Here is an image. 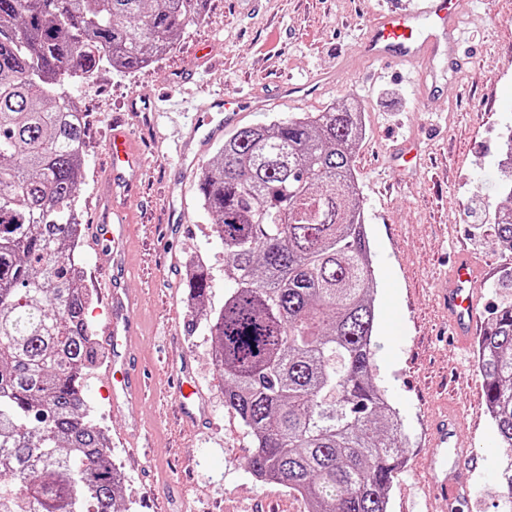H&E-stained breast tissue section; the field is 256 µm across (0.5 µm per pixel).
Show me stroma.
<instances>
[{
  "mask_svg": "<svg viewBox=\"0 0 512 512\" xmlns=\"http://www.w3.org/2000/svg\"><path fill=\"white\" fill-rule=\"evenodd\" d=\"M379 0H207L197 23L163 59L138 70L104 65L67 90L85 114L86 177L78 195L84 225L94 224L100 167L112 114L129 96L156 104L149 126L131 119L129 130L146 159L142 194L132 204L121 286L140 300L135 360L146 386L137 409L139 425L113 411L102 387V369L87 381L86 399L112 435V458L125 476V512H258L263 501L275 512H304L300 499L280 483L262 484L246 466L253 438L224 406V381L214 366V338L205 322H193L185 288V260L202 255L212 276L208 308L224 304V247L211 217L198 205L202 164L214 160L221 140L199 144L198 165L176 164L178 145L192 138L197 109L209 95L271 92L280 81H302L332 72L336 81L298 101H272L263 112H244L236 128L318 112L344 100L362 112L363 135L354 149L357 187L373 252L376 278L374 382L403 423L405 464L388 488L387 512H448L429 501L427 429L445 402L465 424L463 438L478 457L471 482V512H502L499 448L482 388L475 352L452 343L437 290L448 281L455 252H464L483 283L478 293L479 328L512 300L502 285L512 252L491 236V202L504 201L495 144L512 127V0H474L461 50L472 58L464 73L437 67V86L418 88L399 64L368 65L366 77L349 76L360 64L361 42ZM414 138L421 151L412 170L390 163L393 147ZM185 213V225L169 223ZM81 256L93 293L88 317L106 320L110 277L102 273L91 234ZM186 355L202 387L208 416L180 419L166 360ZM150 442L145 468L130 453Z\"/></svg>",
  "mask_w": 512,
  "mask_h": 512,
  "instance_id": "1",
  "label": "stroma"
}]
</instances>
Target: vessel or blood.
Segmentation results:
<instances>
[{
  "mask_svg": "<svg viewBox=\"0 0 512 512\" xmlns=\"http://www.w3.org/2000/svg\"><path fill=\"white\" fill-rule=\"evenodd\" d=\"M469 0H389L379 9L363 41L360 55L373 62L396 60L414 67L420 81L434 76V64L445 61L451 72L463 69L458 54L463 15ZM266 99L254 94H225L212 99L205 107V124L215 128L231 126L241 112H260ZM141 155L130 132L122 127L112 130L105 141L104 169L107 200L100 211L96 234L100 246L112 256H119L129 216L127 202L140 174ZM478 280L471 264L456 258L448 276L442 299L448 310L450 335L469 341L478 319L473 295ZM107 302L108 316L102 328V342L111 360L108 365V390L114 407H134L142 398L140 374L132 355V338L137 334L135 300L119 288H112ZM171 369L182 387L180 402L190 417L204 415L205 407L189 386L192 370L188 363L172 362ZM460 423L455 414L438 419L433 428L434 444L442 448L441 459H430L431 493L448 500L450 512H458L469 499V473L461 461L467 455L457 434Z\"/></svg>",
  "mask_w": 512,
  "mask_h": 512,
  "instance_id": "vessel-or-blood-1",
  "label": "vessel or blood"
}]
</instances>
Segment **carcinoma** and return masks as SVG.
<instances>
[{"instance_id": "carcinoma-1", "label": "carcinoma", "mask_w": 512, "mask_h": 512, "mask_svg": "<svg viewBox=\"0 0 512 512\" xmlns=\"http://www.w3.org/2000/svg\"><path fill=\"white\" fill-rule=\"evenodd\" d=\"M204 0H0V512H117L122 482L84 398L98 359L77 238L85 122L65 85L102 62L137 69L175 47ZM362 126L344 102L245 127L201 168L224 244L186 280L215 339L224 405L254 438L247 468L307 512H387L401 419L373 381L371 249L355 186ZM501 188L512 200V132ZM492 229L512 249V206ZM512 512V302L479 342Z\"/></svg>"}]
</instances>
